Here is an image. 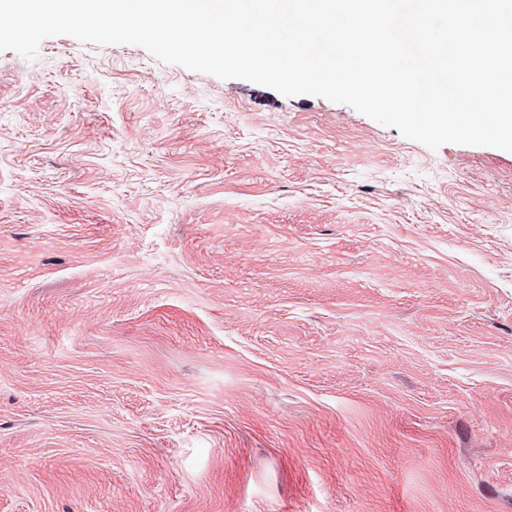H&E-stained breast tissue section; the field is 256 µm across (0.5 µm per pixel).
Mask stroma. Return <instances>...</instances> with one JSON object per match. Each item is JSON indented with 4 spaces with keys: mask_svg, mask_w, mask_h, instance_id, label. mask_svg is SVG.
Instances as JSON below:
<instances>
[{
    "mask_svg": "<svg viewBox=\"0 0 512 512\" xmlns=\"http://www.w3.org/2000/svg\"><path fill=\"white\" fill-rule=\"evenodd\" d=\"M0 512H512V152L0 52Z\"/></svg>",
    "mask_w": 512,
    "mask_h": 512,
    "instance_id": "obj_1",
    "label": "stroma"
}]
</instances>
